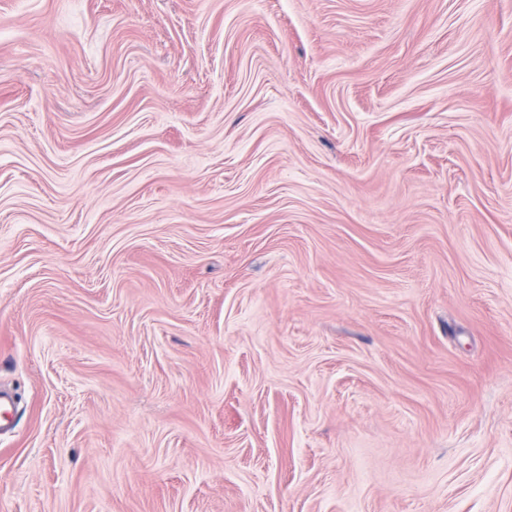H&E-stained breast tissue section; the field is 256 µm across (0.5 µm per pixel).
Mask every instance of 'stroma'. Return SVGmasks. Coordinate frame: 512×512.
Listing matches in <instances>:
<instances>
[{
	"mask_svg": "<svg viewBox=\"0 0 512 512\" xmlns=\"http://www.w3.org/2000/svg\"><path fill=\"white\" fill-rule=\"evenodd\" d=\"M0 512H512V0H0Z\"/></svg>",
	"mask_w": 512,
	"mask_h": 512,
	"instance_id": "1",
	"label": "stroma"
}]
</instances>
